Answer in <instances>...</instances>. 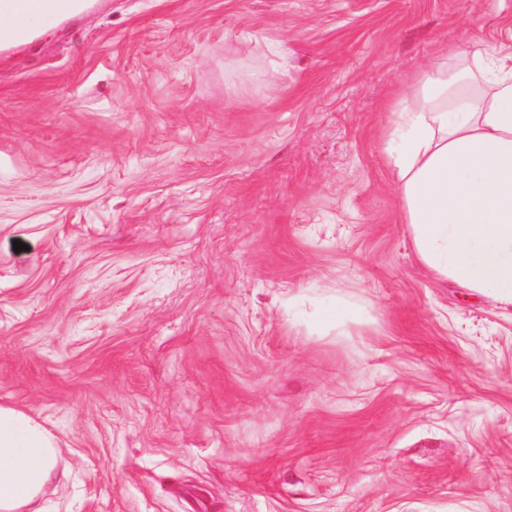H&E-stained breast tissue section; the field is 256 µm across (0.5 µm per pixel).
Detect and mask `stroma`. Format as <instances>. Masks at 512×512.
Listing matches in <instances>:
<instances>
[{
    "label": "stroma",
    "instance_id": "1",
    "mask_svg": "<svg viewBox=\"0 0 512 512\" xmlns=\"http://www.w3.org/2000/svg\"><path fill=\"white\" fill-rule=\"evenodd\" d=\"M38 29L0 50V405L57 441L38 507L512 512V305L420 263L385 163L397 90L512 42V0Z\"/></svg>",
    "mask_w": 512,
    "mask_h": 512
}]
</instances>
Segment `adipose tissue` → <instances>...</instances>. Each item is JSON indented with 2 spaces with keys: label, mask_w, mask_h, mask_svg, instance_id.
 Masks as SVG:
<instances>
[{
  "label": "adipose tissue",
  "mask_w": 512,
  "mask_h": 512,
  "mask_svg": "<svg viewBox=\"0 0 512 512\" xmlns=\"http://www.w3.org/2000/svg\"><path fill=\"white\" fill-rule=\"evenodd\" d=\"M83 0H0V45L27 42L31 21L82 9ZM387 164L420 261L512 304V47L463 52L433 65L391 104ZM53 436L0 407V512H36L56 469Z\"/></svg>",
  "instance_id": "obj_1"
}]
</instances>
